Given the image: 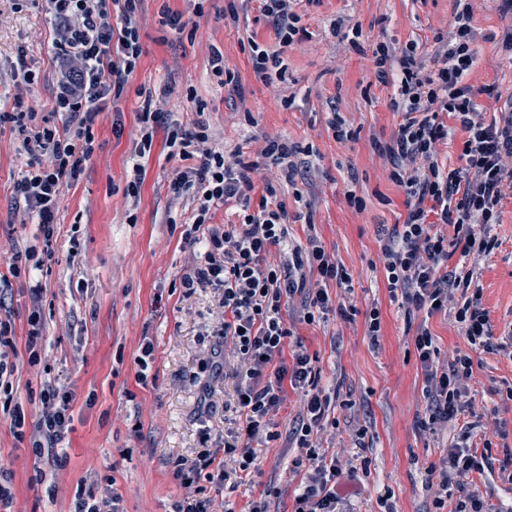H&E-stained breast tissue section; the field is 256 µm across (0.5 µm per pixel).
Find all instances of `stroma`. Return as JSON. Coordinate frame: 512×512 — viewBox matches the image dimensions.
<instances>
[{"instance_id": "stroma-1", "label": "stroma", "mask_w": 512, "mask_h": 512, "mask_svg": "<svg viewBox=\"0 0 512 512\" xmlns=\"http://www.w3.org/2000/svg\"><path fill=\"white\" fill-rule=\"evenodd\" d=\"M471 3L476 63L468 82L491 112L498 104L483 87L512 93V60L501 48L502 37L512 32V11L501 0ZM166 7L195 17V33L163 27ZM296 11L305 34L289 46L260 19L256 0H142L137 21L143 54L122 96L96 119L98 147L84 175L64 191L54 255L37 273L46 288L42 363L22 367L17 384L24 399L58 374L74 391L72 429L58 446L68 462L58 470L36 460L0 417V468L13 474V512H70L77 485L91 482L114 487L120 512H171L184 493L173 477L179 461L222 449L234 426V411L224 408L232 380L211 378L200 363L213 341L222 292L208 287L190 294L182 287L194 259L181 240L182 226L195 204L173 198L169 188L181 162L170 154L167 129L200 119L209 124L214 146L228 153L252 156L277 137L313 145L316 154L300 162L295 184L281 181L273 167L262 176L274 181L287 207L290 241L303 246L317 238L353 275L355 321L333 311L319 323L296 325L309 353L319 357L321 386L347 402L336 408L323 447L340 463L369 468L360 480L339 479L336 489L346 512H430L425 468L445 456L454 433L421 425L426 399L413 337L427 325L443 364L464 339L453 316L409 312L390 298L379 256L406 217L407 195L374 143L389 139L401 116L391 107L395 86L377 81L367 53L382 40L399 47L414 41L424 59H433L437 36L453 21L455 0H301ZM53 39L45 0H0V112L18 102L49 111L58 81ZM253 41L279 51L284 80L268 84L257 77ZM216 50L224 56L222 78L211 69ZM27 70L33 81L24 80ZM148 97L164 119L140 161L133 198L126 194L133 176L129 156ZM289 97L293 105L283 107ZM336 115L358 131L356 141L335 139L329 122ZM29 161L10 125L0 126V275L7 274L15 249L38 233L35 218L16 209L12 198ZM350 188L364 198L362 209L349 205ZM500 217V245L479 271L497 335L512 328V197L503 200ZM374 307L382 321L375 347L365 325ZM146 340L154 350L144 369L139 360ZM472 358L473 405L465 420L477 422L478 442L484 429L499 431L492 440L495 466L474 480L493 507L512 512V484L497 466L512 449V400L505 393L512 359L480 350ZM299 413L300 397L289 392L275 418L280 437L255 444L250 475L232 488L206 484L213 512H249L262 501L268 512H291L301 476L294 470L297 450L284 432ZM362 427L366 435L356 438ZM270 486L279 497H266Z\"/></svg>"}]
</instances>
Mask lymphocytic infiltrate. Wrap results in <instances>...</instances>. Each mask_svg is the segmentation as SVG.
I'll return each instance as SVG.
<instances>
[{
	"label": "lymphocytic infiltrate",
	"mask_w": 512,
	"mask_h": 512,
	"mask_svg": "<svg viewBox=\"0 0 512 512\" xmlns=\"http://www.w3.org/2000/svg\"><path fill=\"white\" fill-rule=\"evenodd\" d=\"M55 22V55L60 61L58 91L51 114L22 107L0 113V125L10 124L30 155L47 157V164L31 165L13 188L16 207L37 220L39 235L13 253L9 273L29 283L32 311L24 346H17L14 324L5 316V292L0 289V415L9 418L17 442H28L36 459L61 469L67 459L57 451L71 429L75 394L58 380L46 381L38 395L39 412L28 417L24 403L15 398L19 359L29 366L41 362V304L45 289L31 281L32 271L52 257L56 215L64 190L79 181L95 151L93 128L107 97H120L134 72L142 48L137 15L141 0H47ZM298 0H259L262 17L271 21L284 44L300 35ZM474 31L468 0H456L451 31L439 39L432 64H425L410 43L399 49L377 43L374 63L380 81L393 82L398 96L394 110L402 119L388 142L377 150L393 164L392 179L408 197L407 216L396 225L382 248L381 262L392 299L407 310L433 314L451 310L465 340L454 359L440 366L436 339L428 326H419L414 351L424 371L430 424L445 425L469 412L473 378L472 351L482 350L512 359V337L493 334L490 314L478 285L479 265L498 245L493 227L500 221V204L512 195V100L493 115H486L477 97L501 99L496 86L475 92L467 78L476 61ZM464 135L462 164L451 168L439 161V144L453 129ZM204 121L192 128L169 127L167 143L183 168L177 169L170 190L174 197L193 196L195 213L182 235L187 247L203 245L181 278L183 288L223 289L217 320L220 342L209 348L205 366L223 371L232 365L233 409L237 427L224 441L225 458L249 472L254 462L253 443L271 441L277 415L288 390L299 391L303 409L291 439L300 451L294 461L301 469L293 512H342L336 479H356L357 468L341 470L327 459L321 436L328 425L331 397L320 385L318 356L295 337V324L281 315L283 306L299 301V321L312 324L330 311L353 320L355 306L333 308L328 283L352 294V276L322 243L308 247L288 240V210L278 201L273 186L256 194L253 176L261 167H279L293 181L301 154L299 145L285 139L268 140L256 159L242 152L212 148ZM236 201L239 221L212 223L211 209ZM460 253L462 264L447 265L450 252ZM465 291L462 304L454 296ZM298 321V322H299ZM470 430H463L439 465L428 468L436 491L434 512H486L485 500L473 476L492 460L490 448L475 449ZM213 470L218 482L229 481L223 460L205 453L178 463L174 477L185 493L174 512H210L209 499L198 485L204 470ZM456 502H449V491Z\"/></svg>",
	"instance_id": "lymphocytic-infiltrate-1"
}]
</instances>
